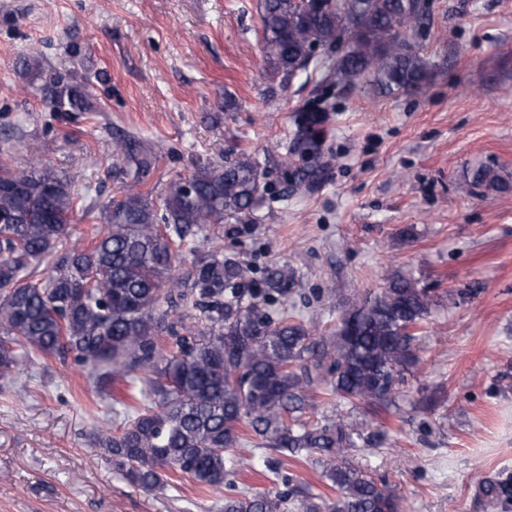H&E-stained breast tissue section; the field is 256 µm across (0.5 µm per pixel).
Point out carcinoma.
Here are the masks:
<instances>
[{
	"mask_svg": "<svg viewBox=\"0 0 512 512\" xmlns=\"http://www.w3.org/2000/svg\"><path fill=\"white\" fill-rule=\"evenodd\" d=\"M428 16L424 0H261L264 56L273 73L310 66L323 83L397 95L425 86L433 64L414 42ZM319 47L332 56H314ZM60 112L87 110L72 86L43 90ZM327 108L312 100L300 122L312 125ZM115 176L128 177L122 196L101 210L106 224L84 249L69 245L76 207L72 186L47 162L14 168L0 161V378L9 379L33 352L71 353L97 380L126 382L131 415L97 445L131 485L161 490L169 473L215 490L231 483L247 459L242 433L257 448L322 467L329 498L284 481L287 491L224 499V512H401V496L351 464L359 443H381L341 415L305 418L317 390L353 407L387 412L419 362L414 342L435 302L411 277L398 275L372 297H356L330 334L244 301L242 268L211 239L209 258L188 278L175 275L185 239L209 225L250 220L265 202L264 173L248 156L205 163L169 184L162 207L139 190L152 163L131 139L112 149ZM472 186L499 185L479 168ZM55 260L48 278L28 280L33 264ZM288 273L267 272L266 287L282 294ZM191 306L177 324L162 305ZM168 333L172 348L159 336ZM480 497L512 504V478H485Z\"/></svg>",
	"mask_w": 512,
	"mask_h": 512,
	"instance_id": "carcinoma-1",
	"label": "carcinoma"
}]
</instances>
